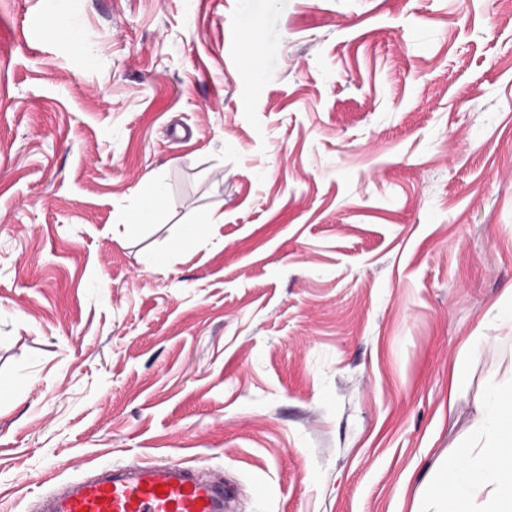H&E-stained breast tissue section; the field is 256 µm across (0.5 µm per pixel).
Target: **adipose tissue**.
<instances>
[{
	"label": "adipose tissue",
	"instance_id": "obj_1",
	"mask_svg": "<svg viewBox=\"0 0 512 512\" xmlns=\"http://www.w3.org/2000/svg\"><path fill=\"white\" fill-rule=\"evenodd\" d=\"M411 512H512V375L478 401L470 438L449 452Z\"/></svg>",
	"mask_w": 512,
	"mask_h": 512
}]
</instances>
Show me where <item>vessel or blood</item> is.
I'll list each match as a JSON object with an SVG mask.
<instances>
[{"label":"vessel or blood","instance_id":"b4317fda","mask_svg":"<svg viewBox=\"0 0 512 512\" xmlns=\"http://www.w3.org/2000/svg\"><path fill=\"white\" fill-rule=\"evenodd\" d=\"M224 474L184 462L106 465L34 496L29 512H227Z\"/></svg>","mask_w":512,"mask_h":512}]
</instances>
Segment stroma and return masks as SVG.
I'll list each match as a JSON object with an SVG mask.
<instances>
[{"mask_svg":"<svg viewBox=\"0 0 512 512\" xmlns=\"http://www.w3.org/2000/svg\"><path fill=\"white\" fill-rule=\"evenodd\" d=\"M511 301L512 0H0V512L150 459L410 512Z\"/></svg>","mask_w":512,"mask_h":512,"instance_id":"1","label":"stroma"}]
</instances>
